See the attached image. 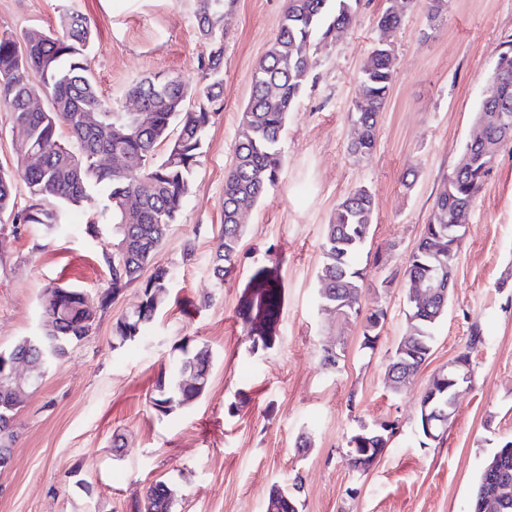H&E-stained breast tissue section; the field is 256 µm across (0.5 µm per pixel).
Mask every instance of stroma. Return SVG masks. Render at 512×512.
<instances>
[{"label": "stroma", "mask_w": 512, "mask_h": 512, "mask_svg": "<svg viewBox=\"0 0 512 512\" xmlns=\"http://www.w3.org/2000/svg\"><path fill=\"white\" fill-rule=\"evenodd\" d=\"M388 4L363 0L349 30L313 53L310 81L288 114L278 182L249 211L237 272L220 284L211 260L224 173L256 66L287 6L235 0L224 20L223 107L204 134L193 191L142 273L147 279L161 267L172 275L148 336L122 345L114 335L139 290H112V227L88 220L102 195L65 208L58 231L0 223V351L40 331L48 287L84 289L98 305L89 336L23 390L12 462L0 469V512H132L159 479L177 491L174 512H264L272 488L294 474L303 479L301 512H469L486 459L512 438V148L501 151L469 211L429 358L398 393L386 365L406 329V259L472 133L496 47L512 33V0H449L431 24L416 0L392 37L396 79L376 148L357 160L348 152L357 76ZM197 9L198 0H0V33L56 27L67 10L86 15L98 88L122 101L148 75L203 84ZM410 170L408 189L402 178ZM359 187L375 199L357 259L363 306L386 313L370 349L359 325L321 310L317 293L326 226L337 202ZM260 272L280 286L283 304L274 344L256 350L243 301ZM476 325L487 341L472 349ZM186 342L209 348L208 386L194 404L157 415L149 396ZM329 346L342 354L339 368L322 363ZM464 351L472 386L443 439L422 443L421 395ZM381 422L397 426L389 447L369 473L352 471L348 438L360 424ZM117 439L125 444L119 456Z\"/></svg>", "instance_id": "1"}]
</instances>
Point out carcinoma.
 <instances>
[{
	"label": "carcinoma",
	"instance_id": "obj_1",
	"mask_svg": "<svg viewBox=\"0 0 512 512\" xmlns=\"http://www.w3.org/2000/svg\"><path fill=\"white\" fill-rule=\"evenodd\" d=\"M234 0H200L196 23L199 37L208 47L201 58L207 83L195 90L197 105L185 109L188 87L175 76L145 77L128 91L137 109L108 101L99 95L86 59L95 36L85 18L65 12L58 27L32 29L16 36L0 34V104L12 113L14 123L25 129L16 144V171L0 169V215L14 224L56 229L64 209L90 200L92 189L106 196V204L93 212L92 221L113 226L112 291L139 280L143 269L166 238L184 200L193 188V173L203 153V133L224 96V18ZM361 0H288L278 34L255 70L251 94L241 114L235 138L232 166L224 177V203L220 243L212 257V271L220 284L236 268L246 209L252 208L275 185L282 166L281 141L288 119L310 76L311 50L351 26ZM406 4L400 0L378 20L380 38L360 68L362 93L351 118L356 136L349 144L358 158L370 155L376 145L379 115L385 108L394 66L389 37L401 26ZM497 80L476 112L503 114L512 121V34L503 37L495 61ZM49 99L45 110H34L31 101L39 93ZM66 128L69 143L61 140ZM512 139L491 120L471 134L457 162L438 192L429 223L407 258L408 280L435 274L441 263L455 265L457 254H448V233L442 227L455 224L470 208L495 167L492 153ZM164 146L162 154L156 153ZM125 164L110 168L101 163L108 154ZM20 178L30 204L15 209L14 180ZM374 198L360 187L337 204L322 243L323 262L318 270L322 309L336 306L361 317L363 276L356 260L372 226ZM170 272L155 271L141 285L137 307L117 321L115 336L126 343L143 337L167 293ZM91 297L80 288L50 287L43 298L44 323L35 336H26L0 357L23 360L34 373L63 357L67 348L92 331L95 310ZM281 296L273 286L255 289L247 308L263 326L278 321ZM406 331L391 352L388 365L397 370L392 389L402 391L427 360L434 341L433 329L443 316L439 306L423 313L406 302ZM182 355L169 364L155 381L151 405L161 415L175 406L194 402L203 395L208 380L200 372L210 366L208 350L181 347ZM21 390L0 370V414L5 406L19 404ZM176 491L158 481L148 487L141 512H173ZM297 497L273 489L266 512H290L288 501Z\"/></svg>",
	"mask_w": 512,
	"mask_h": 512
}]
</instances>
